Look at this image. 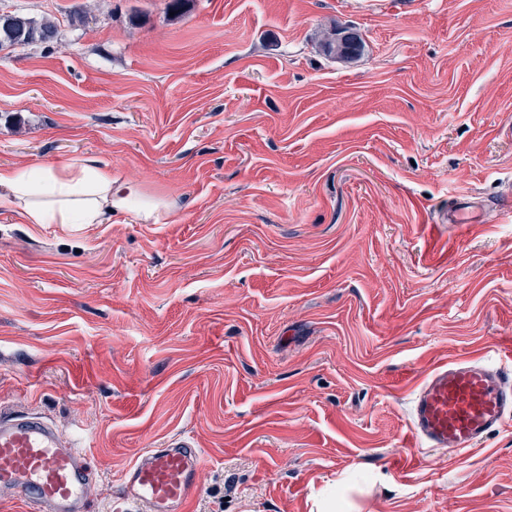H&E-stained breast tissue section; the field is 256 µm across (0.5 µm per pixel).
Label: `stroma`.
Returning <instances> with one entry per match:
<instances>
[{"instance_id":"stroma-1","label":"stroma","mask_w":512,"mask_h":512,"mask_svg":"<svg viewBox=\"0 0 512 512\" xmlns=\"http://www.w3.org/2000/svg\"><path fill=\"white\" fill-rule=\"evenodd\" d=\"M0 0V169L107 165L159 204L0 213V410L80 440L95 512L179 435L190 512H512V423L414 438L432 365L512 345V0ZM350 27L353 60L324 53ZM8 27L12 34L11 37L5 38L3 32V23L0 31V46L4 43L9 45L19 44L21 46L32 43H49L55 36V26L51 22L39 23L34 19L25 18L19 15L9 17Z\"/></svg>"}]
</instances>
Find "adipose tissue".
Returning a JSON list of instances; mask_svg holds the SVG:
<instances>
[{"label": "adipose tissue", "instance_id": "obj_1", "mask_svg": "<svg viewBox=\"0 0 512 512\" xmlns=\"http://www.w3.org/2000/svg\"><path fill=\"white\" fill-rule=\"evenodd\" d=\"M131 208L142 219L156 212L154 202L92 160L63 169L36 165L0 170V211L19 215L29 224H105L113 211Z\"/></svg>", "mask_w": 512, "mask_h": 512}]
</instances>
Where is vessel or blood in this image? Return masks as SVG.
<instances>
[{
  "mask_svg": "<svg viewBox=\"0 0 512 512\" xmlns=\"http://www.w3.org/2000/svg\"><path fill=\"white\" fill-rule=\"evenodd\" d=\"M512 420V366L482 359L432 367L414 397L412 428L429 447L466 451ZM202 451L180 435L126 472L122 494L139 512H187ZM97 474L82 446L37 416H0V500L25 512H90Z\"/></svg>",
  "mask_w": 512,
  "mask_h": 512,
  "instance_id": "1",
  "label": "vessel or blood"
}]
</instances>
